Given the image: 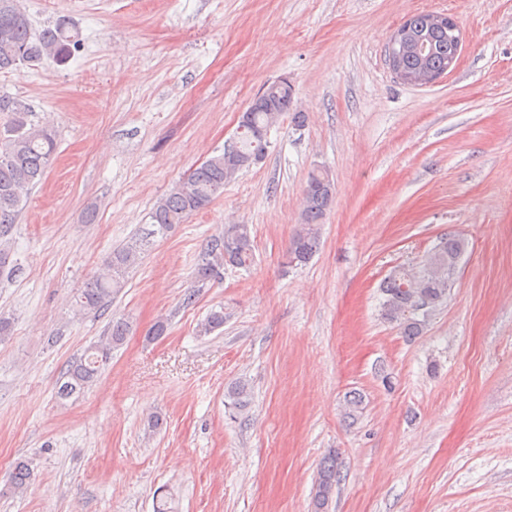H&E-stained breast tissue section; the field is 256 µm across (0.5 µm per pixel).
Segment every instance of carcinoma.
<instances>
[{
  "label": "carcinoma",
  "mask_w": 512,
  "mask_h": 512,
  "mask_svg": "<svg viewBox=\"0 0 512 512\" xmlns=\"http://www.w3.org/2000/svg\"><path fill=\"white\" fill-rule=\"evenodd\" d=\"M408 34L421 49L399 60L405 78L427 73L444 74L455 59L457 47L448 35V27L419 13L407 19ZM77 33L63 21L37 31L33 28L23 0H0V72H12L22 66L40 64L47 59L63 60L78 48ZM294 87L277 81L260 93L261 102H251L250 111L241 115L234 150L217 154L180 180L154 205L150 227L112 251L104 267L86 280L74 295L77 312L95 313L108 306L112 297L125 288L126 275L136 266L151 239L169 233L177 224L204 209L239 171L251 167L256 157H263L269 141L267 132L282 117L303 126L306 115L290 112ZM0 112L9 113V121L0 128V240L11 235L25 196L45 177L56 151L54 132L29 120V107L19 99L0 96ZM334 184L325 171H312L303 197V224L292 237L288 263H307L321 248L320 224L331 205ZM467 248L465 239L448 234L440 238L432 251L417 265L394 267L380 284L382 315L396 323L406 336H417L431 314L448 299L452 273ZM254 240L248 224H226L224 233L213 238L208 258L195 270L199 282H219L224 267L245 268L254 261ZM224 327V309L213 310L200 324L199 332L209 335ZM130 331L129 322L112 317L107 335L89 347L67 366L56 382L55 395L60 400L78 397L98 379L112 359V350L120 346ZM225 408L236 419L249 404L248 385L242 381L228 389ZM35 480L33 469L24 461L15 464L0 496L16 495ZM339 469L336 452H328L320 463L316 478L314 512H329Z\"/></svg>",
  "instance_id": "obj_1"
}]
</instances>
